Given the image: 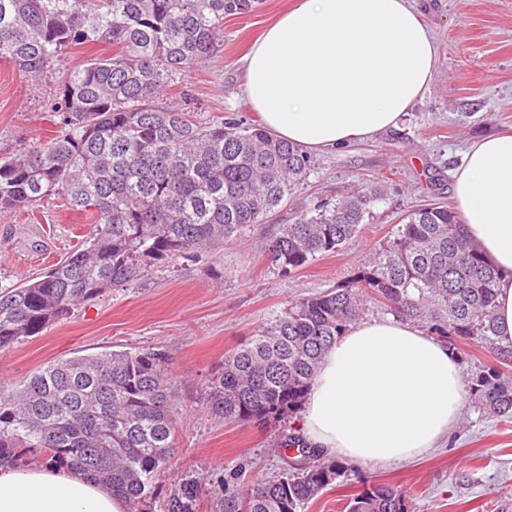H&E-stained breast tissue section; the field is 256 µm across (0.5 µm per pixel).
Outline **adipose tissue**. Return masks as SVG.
<instances>
[{
    "label": "adipose tissue",
    "instance_id": "ef3b65f1",
    "mask_svg": "<svg viewBox=\"0 0 512 512\" xmlns=\"http://www.w3.org/2000/svg\"><path fill=\"white\" fill-rule=\"evenodd\" d=\"M438 47L410 0H292L250 45L243 94L277 138L321 152L396 127L432 82ZM458 209L501 277L495 323L512 347V134L472 142L454 173ZM464 384L455 353L408 320L352 324L324 355L298 424L356 465L439 447ZM0 512H129L109 486L49 461L0 467Z\"/></svg>",
    "mask_w": 512,
    "mask_h": 512
}]
</instances>
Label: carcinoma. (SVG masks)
<instances>
[{
  "label": "carcinoma",
  "mask_w": 512,
  "mask_h": 512,
  "mask_svg": "<svg viewBox=\"0 0 512 512\" xmlns=\"http://www.w3.org/2000/svg\"><path fill=\"white\" fill-rule=\"evenodd\" d=\"M261 0H0V63L31 78L85 43L117 47L69 69L46 141L0 159V210L59 200L92 232L44 275L0 289V350L34 336L115 286L177 259L195 260L288 200L310 158L260 124L199 122L160 92L214 52L224 18ZM366 196L297 211L264 247L289 275L360 232ZM498 270L456 211L428 203L406 214L354 277L289 302L224 357L206 408L226 422L276 425L304 405L324 353L374 301L446 345L496 343ZM482 409L512 417V380L483 371L469 383ZM179 416L162 352L73 356L0 394V464L24 448L83 472L148 512L149 482L175 448ZM283 472L250 487L225 476L220 512H305L346 467L284 434ZM197 482L170 494L167 512H194ZM346 512H409L406 496L375 487Z\"/></svg>",
  "instance_id": "1"
}]
</instances>
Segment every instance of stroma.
Listing matches in <instances>:
<instances>
[{
	"label": "stroma",
	"instance_id": "obj_1",
	"mask_svg": "<svg viewBox=\"0 0 512 512\" xmlns=\"http://www.w3.org/2000/svg\"><path fill=\"white\" fill-rule=\"evenodd\" d=\"M288 2L262 0L254 12L226 17L212 56L191 64L185 78L161 93L160 104L178 103L204 121L234 113L257 122L242 92V57ZM415 6L438 44L437 70L397 127L311 153V167L287 205L215 253L158 266L0 351V393L76 353L167 355L179 406L177 446L150 482L152 512H166L171 491L193 480L202 485L195 512H220L224 477L242 463L256 483L280 474L281 427L227 423L206 410L209 383L225 355L290 301L350 278L408 211L454 204L453 175L467 145L512 130V0H415ZM111 52L100 43L72 48L66 66L35 80L0 64V157L46 140L55 128L50 107L69 67ZM370 192L376 198L360 233L336 252L289 276L263 253L298 208ZM90 230L83 213L55 201L0 211V288L46 272ZM455 353L464 378L489 369L512 378V364H502L489 345L459 339ZM373 485L404 491L411 512H512V419L484 413L466 396L446 447L410 463L348 466L306 512H343L354 494Z\"/></svg>",
	"mask_w": 512,
	"mask_h": 512
}]
</instances>
